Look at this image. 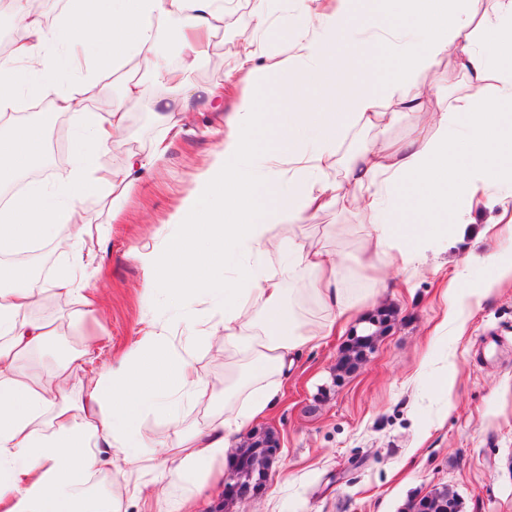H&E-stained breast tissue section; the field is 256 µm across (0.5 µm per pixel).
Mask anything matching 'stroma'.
Listing matches in <instances>:
<instances>
[{"label":"stroma","instance_id":"obj_1","mask_svg":"<svg viewBox=\"0 0 512 512\" xmlns=\"http://www.w3.org/2000/svg\"><path fill=\"white\" fill-rule=\"evenodd\" d=\"M251 10L252 0H232L226 10L213 40L224 65L207 63L190 74L194 109L188 118L176 112L169 118L183 123L177 136H167L161 118L166 90L150 85L142 111L128 115L121 145L97 158L99 175L120 177L130 156L149 158L158 140L169 142L163 159L143 171L120 213H113L107 196L84 203V223L103 229V236L94 234L77 246L64 230L52 235L56 247L42 283L79 262L84 278L81 292L49 298L35 308L54 335L46 350L32 356L34 376H42L59 356L84 349L90 352L88 369L105 370L152 326L185 318L203 332L212 323L210 303L183 305L162 292L145 298L134 253L161 248L166 225L194 191L200 169L238 106L241 90L225 92L218 103L208 102L206 90L236 69L241 40L252 34ZM128 77L121 69L85 82L71 78L60 88L86 94L87 109L94 112L100 101L122 94ZM416 84L439 89L450 101L466 90L451 53L422 72ZM419 120L418 114H408L382 134L351 127L325 179L343 181L349 152L401 141ZM43 128L46 143L61 150L63 160L40 164L23 180L49 186L68 174L73 126L65 116ZM499 215L498 206L478 205L463 241L433 245L420 264L375 271L360 259L365 230L354 202H338L301 221L300 236L327 238L348 256L342 286L361 312L351 329H363L364 315L380 307L395 316L366 361L344 379L336 377V362L345 336L319 339L295 354L275 405L251 423L277 432L281 459L260 498L236 504L231 512H402L411 497L442 485L459 495L462 512H512V280H501L494 263L460 264L470 252L512 256L506 244L485 232ZM450 288L458 301L456 327L442 324ZM91 292L103 307L95 319L81 314L83 297Z\"/></svg>","mask_w":512,"mask_h":512}]
</instances>
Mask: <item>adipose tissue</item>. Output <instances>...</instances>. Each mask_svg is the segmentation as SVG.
Segmentation results:
<instances>
[{
  "label": "adipose tissue",
  "mask_w": 512,
  "mask_h": 512,
  "mask_svg": "<svg viewBox=\"0 0 512 512\" xmlns=\"http://www.w3.org/2000/svg\"><path fill=\"white\" fill-rule=\"evenodd\" d=\"M231 0H71L55 28H45L28 0H11L24 36L10 57L0 58V110L22 96L53 93L55 111L71 115L76 131L68 177L54 187L31 186L0 209V250L17 251L47 239L59 227L82 239L78 213L84 202L114 182L98 177L97 156L119 146L126 114L141 84H126L110 109L93 115L76 107L75 94L58 91L63 75H96L135 64L144 77L168 88L180 111L191 96L186 75L208 58L211 39ZM491 15L476 19L467 0H300L297 20L278 13L275 0H254L258 34L242 51L234 75L210 88L250 86L228 122L192 198L179 209L161 249L139 251L142 291L163 288L176 299L211 303L219 314L207 332L218 353L233 358L240 377L225 384L231 412L204 423L183 424V403H196L209 382L196 369L192 327L146 331L126 358L83 382L73 401L69 384L86 362L85 352L59 358L44 378L33 379L29 360L49 341L45 323L31 311L47 297L69 294L83 270L74 267L48 287L30 270L0 271V512H121L125 498L156 503L158 512H183L185 499L158 495L143 474L161 471L169 485L198 494L213 468L225 462L231 435L272 408L291 352L331 335L354 308L344 298L340 251L305 238L272 234L271 224L316 216L353 193L366 219L364 260L417 261L438 235L458 236L466 212L497 194L507 216L499 236L512 243V0H494ZM181 22L183 65L153 51L155 28L164 18ZM386 63L384 72L351 79L342 52ZM454 52L469 90L438 111L428 96L408 88L440 56ZM278 79L288 95L287 113L270 107L263 87ZM397 100L400 109L383 104ZM426 112L405 139L353 156L344 183L320 180L348 128L379 130L400 119V110ZM273 131L276 144L258 146V130ZM44 136L38 123L0 124V183L36 166ZM277 257L289 277L308 276L306 293L315 319L291 307L297 289H284L266 267ZM163 418L158 438L163 457L147 450L142 419ZM123 449L114 466L118 480L106 495L88 484L110 464L106 449Z\"/></svg>",
  "instance_id": "adipose-tissue-1"
}]
</instances>
